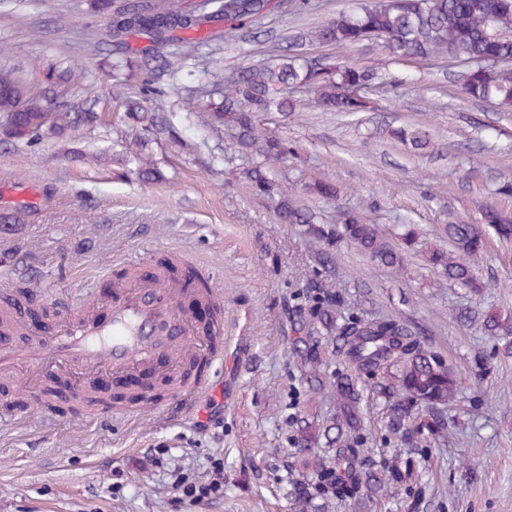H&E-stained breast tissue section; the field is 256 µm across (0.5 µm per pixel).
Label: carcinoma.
<instances>
[{
  "label": "carcinoma",
  "instance_id": "obj_1",
  "mask_svg": "<svg viewBox=\"0 0 512 512\" xmlns=\"http://www.w3.org/2000/svg\"><path fill=\"white\" fill-rule=\"evenodd\" d=\"M266 0H203L194 11H185L180 0H149L142 5L112 8V0H101V10L113 9L112 35L123 42L131 34H145L158 45L173 42L176 50L157 72V81L175 78L189 62L199 57L205 39L194 33L208 23L224 21V46L244 41L243 24L263 15ZM184 33L174 37L176 32ZM301 40L346 48L364 41L379 42L394 63H415L431 57L478 61L479 65L462 76V87L475 99L493 100L512 108V0H372L357 10L341 13L313 27ZM398 78L349 63L309 62L298 53L274 54L265 61L236 68L224 75L220 102L208 96L198 102L192 114L205 125L222 130L249 156L258 150L264 158L245 168L244 174L257 195L266 200L283 224H306L308 234L333 248L340 241L355 246L377 264L404 267L406 256L381 236L372 220L348 211L340 216L341 228L315 223L314 214L299 207L293 190L278 183L265 163H283L288 149L282 141L261 127L259 114L297 112L301 100L289 91L310 96L315 106L329 112L356 114L371 108L369 93L381 84ZM46 97L31 92L23 79L8 68H0V115L6 128L14 129L12 139L29 142L43 135L62 136L76 124L67 109L45 111ZM396 136L415 150L429 144L421 130H398ZM146 143H138L133 159L135 173L153 175L144 153ZM304 190L325 199L336 198V185L324 179L304 184ZM482 223L495 228L498 236L512 239V218L489 205L482 212ZM449 249L429 247L426 262L441 270L448 280L462 287L477 285L472 261L483 250L485 240L477 225L461 219L446 224ZM302 330L311 335L324 328L336 332L337 349L358 372L379 381L391 410V431L404 440L444 430L445 416L456 397V379L448 366L418 346V339L404 324L393 320L345 316L339 313L336 296L327 289L308 297ZM485 331L496 336L512 328V319L490 316ZM318 389L336 397L337 414L324 429L334 458L343 462L346 478L357 489L372 482L355 467L354 445L358 442L361 420L359 405L362 389L353 374H316ZM171 390V381L162 380L134 391L108 395L97 389L101 399L116 406L144 407L161 400Z\"/></svg>",
  "mask_w": 512,
  "mask_h": 512
}]
</instances>
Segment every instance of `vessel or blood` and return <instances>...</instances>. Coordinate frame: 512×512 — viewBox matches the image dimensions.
I'll return each instance as SVG.
<instances>
[{
  "instance_id": "b4317fda",
  "label": "vessel or blood",
  "mask_w": 512,
  "mask_h": 512,
  "mask_svg": "<svg viewBox=\"0 0 512 512\" xmlns=\"http://www.w3.org/2000/svg\"><path fill=\"white\" fill-rule=\"evenodd\" d=\"M184 290L173 281L168 266L157 265L149 279L131 273L111 298L84 301L78 316L62 315L56 333L33 346L30 376L21 387L32 403L44 398L40 380L45 368L65 371L80 365L98 374L116 375L148 369L159 358L205 356L208 364L223 360V352L202 354L194 345V315L183 304ZM25 328L14 304L0 300V370L14 365V351L3 342ZM207 385L197 379L180 389L173 405L155 406L162 417L178 411L188 415L206 395Z\"/></svg>"
}]
</instances>
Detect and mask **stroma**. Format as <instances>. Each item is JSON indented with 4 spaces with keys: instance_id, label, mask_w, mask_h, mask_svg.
<instances>
[{
    "instance_id": "35a3bbf8",
    "label": "stroma",
    "mask_w": 512,
    "mask_h": 512,
    "mask_svg": "<svg viewBox=\"0 0 512 512\" xmlns=\"http://www.w3.org/2000/svg\"><path fill=\"white\" fill-rule=\"evenodd\" d=\"M360 0H311L298 11L272 0L250 26V41L224 47V27H208L199 69L217 75L264 60L273 46ZM112 15L94 0H0V42L11 45L16 67L33 93L58 88L56 68H83L82 84L58 88L94 125L77 123L66 136L26 143L0 134V293H29L24 321L32 335L48 334L57 303L78 312L88 298L110 296L127 265L148 273L155 259L174 251L205 269L224 291V338L251 336L248 357L235 368L229 392H216L203 419L173 416L164 423L141 413L101 418L34 407L21 400L17 377L28 366L20 355L0 376V512H512V340L491 336L484 320L512 313V241L483 227V252L474 261L483 282L475 293L425 264L420 252L447 246L449 216L478 223L483 204L512 213V112L468 98L461 65L433 58L393 63L376 42L348 48L308 44L312 61H348L407 76L403 86L379 90V108L347 117L310 104L300 111L263 116L290 148L278 180L293 184L319 223L335 224L340 211L361 210L389 241L412 224L418 254L395 273L343 243L336 267L319 263V242L302 224L279 223L242 170L247 161L229 141L187 115L213 87L190 77L145 91L152 43L132 35L114 42ZM100 44L97 57L83 53ZM125 61L116 82L112 64ZM143 102L167 118L173 133H158L119 108ZM422 126L432 135L417 155L391 140L390 128ZM145 138L159 171L145 182L124 158L133 137ZM324 178L338 188L325 201L303 191ZM332 279L345 314L393 318L416 331L424 348L453 373L458 389L445 415L446 435L406 442L388 431L384 396L366 385L357 460L362 471L393 473L387 490L327 501L294 440L304 422H322L336 406L311 394L298 355L315 349L326 372H349L336 356L335 337L299 333L301 304L312 283ZM221 482L199 501L188 486Z\"/></svg>"
}]
</instances>
